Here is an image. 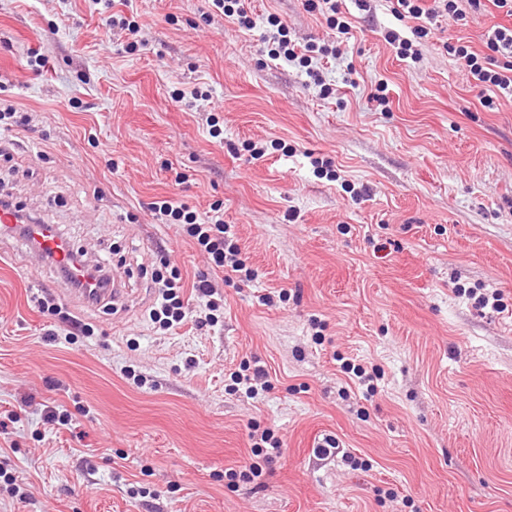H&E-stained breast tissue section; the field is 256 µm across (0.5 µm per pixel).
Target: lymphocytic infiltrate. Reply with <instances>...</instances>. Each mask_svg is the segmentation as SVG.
<instances>
[{
	"mask_svg": "<svg viewBox=\"0 0 512 512\" xmlns=\"http://www.w3.org/2000/svg\"><path fill=\"white\" fill-rule=\"evenodd\" d=\"M486 1L506 17L512 18V0H392L395 19L409 30L410 35L403 38L392 30L387 33L386 39L396 46L399 57L420 62L422 54L414 47V39L427 37L437 18L446 16L457 22L466 21L468 11L480 10ZM267 23L270 27L266 37L268 57L307 69L309 77L320 83L322 95L332 94V87L323 83L319 72L313 70L312 61L316 58L337 59L336 47L320 46L313 42L295 45L288 36L287 25L278 17L268 16ZM446 49L459 61L467 82L480 89L483 107L491 109L497 102H512V25H490L484 33L482 50L475 51L469 46L452 43L447 44ZM150 210L158 223L178 226L181 233L207 255L212 270L222 272L226 280L253 281L254 272L242 259L232 227L225 224L220 207H211L201 214L169 197L152 202ZM160 265L153 278L159 288V298L150 312V318L159 329L166 331L183 324L187 312L180 272L169 270L168 260H161Z\"/></svg>",
	"mask_w": 512,
	"mask_h": 512,
	"instance_id": "f902f5d3",
	"label": "lymphocytic infiltrate"
}]
</instances>
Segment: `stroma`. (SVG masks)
Here are the masks:
<instances>
[{"label":"stroma","instance_id":"1","mask_svg":"<svg viewBox=\"0 0 512 512\" xmlns=\"http://www.w3.org/2000/svg\"><path fill=\"white\" fill-rule=\"evenodd\" d=\"M251 6L247 31L208 0H0V102L31 117L0 159V194L86 258L121 262L128 288L87 309L0 242V414L19 416L0 435L13 479L0 512H512V103L484 108L444 48L482 50L489 12L441 19L415 63L385 39L390 0H342L345 35L303 0ZM114 14L135 15L136 50L105 28ZM271 14L296 44L339 48L321 71L331 97L262 57ZM382 81L384 112L367 99ZM193 88L199 99L176 100ZM173 196L222 205L253 282H225L154 222L151 203ZM161 255L189 315L168 331L149 318ZM202 275L224 298L203 329ZM490 286L502 310L470 295ZM280 289L287 302H260ZM46 298L93 335L68 336ZM345 358L383 371L371 399L345 389ZM244 360L269 375L260 398L227 390ZM50 407L70 429L44 425ZM252 424L281 438L272 463L254 456ZM328 438L366 468L319 456ZM248 461L261 481L228 482Z\"/></svg>","mask_w":512,"mask_h":512}]
</instances>
